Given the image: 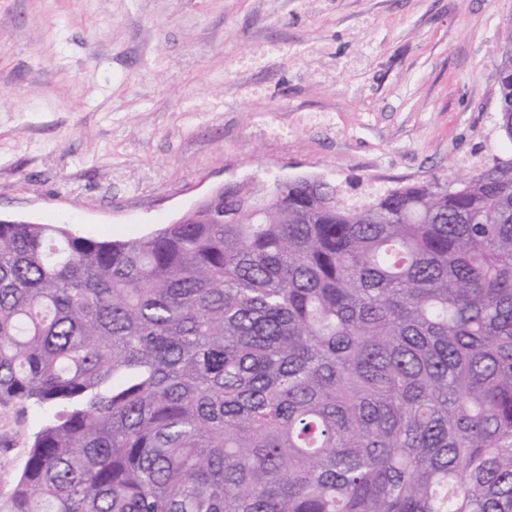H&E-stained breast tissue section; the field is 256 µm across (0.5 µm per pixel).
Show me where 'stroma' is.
Instances as JSON below:
<instances>
[{"instance_id":"35a3bbf8","label":"stroma","mask_w":512,"mask_h":512,"mask_svg":"<svg viewBox=\"0 0 512 512\" xmlns=\"http://www.w3.org/2000/svg\"><path fill=\"white\" fill-rule=\"evenodd\" d=\"M512 0H0V216L147 235L230 181L343 191L504 155ZM330 128L270 140L278 123ZM39 420L0 405V497ZM496 68L501 72L503 80L495 126L501 137L512 145V28H508L503 35ZM333 122V116L328 114L315 116L313 118L300 115L291 126H288V122L280 125H269L259 116L256 119V125L263 135L280 139L288 138V135L294 133L298 125H331Z\"/></svg>"}]
</instances>
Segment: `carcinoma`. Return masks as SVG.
I'll return each mask as SVG.
<instances>
[{
	"label": "carcinoma",
	"mask_w": 512,
	"mask_h": 512,
	"mask_svg": "<svg viewBox=\"0 0 512 512\" xmlns=\"http://www.w3.org/2000/svg\"><path fill=\"white\" fill-rule=\"evenodd\" d=\"M495 126L512 145V28ZM129 240L0 223V512H512V157ZM38 424L34 413L21 414L15 406L0 405V497L12 490Z\"/></svg>",
	"instance_id": "carcinoma-1"
}]
</instances>
